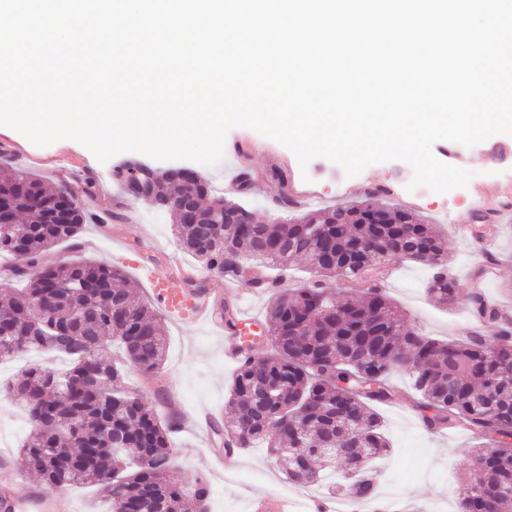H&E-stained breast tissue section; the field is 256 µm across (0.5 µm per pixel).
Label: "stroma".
<instances>
[{
  "label": "stroma",
  "instance_id": "35a3bbf8",
  "mask_svg": "<svg viewBox=\"0 0 512 512\" xmlns=\"http://www.w3.org/2000/svg\"><path fill=\"white\" fill-rule=\"evenodd\" d=\"M39 152L59 157L56 171L30 168L15 157L0 158V168L33 172L49 190L71 186L85 213L100 218L99 223H85L74 240L54 247L50 259L85 257L120 269L126 288L146 300L151 291L142 267L151 262L167 272L171 288H184L181 272L196 261L181 248L173 232L172 213L157 209L147 199L125 195L116 175L126 163L148 161L146 155L124 152L102 163L85 146L69 139L40 147ZM458 153V167L470 171L472 177L467 186L445 193L424 186L410 188L413 172L402 161L373 164L355 177L346 176L341 167L323 157L303 167L287 147L245 127L228 133L219 164L193 161L189 167L209 183L212 195L228 200L237 199L238 187L226 182V171L236 166L254 173L247 205L255 221L262 224H285L382 189L383 203L412 210L441 234L448 272L460 297L481 292L512 316V135L497 134L473 147H461ZM151 164L161 172L175 166L171 160ZM277 167L288 169L293 194L309 193L308 201L296 202L290 210L281 208L282 186L270 175ZM388 269L379 285L408 328L441 340L462 339L476 331L496 335V324L476 323L465 306L446 308L430 298L429 267L401 260L391 262ZM164 327L167 352L162 370L146 377L128 369L126 385L163 419L176 423L182 415L208 409L217 424H227L230 413L225 400L236 369L225 364L220 339L206 327L189 330L170 320ZM45 359V354L31 353L25 361L0 365V452L17 454L29 431L23 400L5 395L3 389L17 377L23 362ZM388 383L392 400L374 407L390 445L378 462L380 501L426 510L438 503L443 512H458V488L472 469L471 434L444 436L428 430L412 406L410 378L403 368H394ZM220 439V434L196 430L173 435L178 453L171 480L180 483L203 477L209 488V512H247L252 494L284 493L289 481L263 449L239 451V463L230 471L211 465L207 448Z\"/></svg>",
  "mask_w": 512,
  "mask_h": 512
}]
</instances>
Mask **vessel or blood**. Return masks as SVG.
Instances as JSON below:
<instances>
[{"label": "vessel or blood", "mask_w": 512, "mask_h": 512, "mask_svg": "<svg viewBox=\"0 0 512 512\" xmlns=\"http://www.w3.org/2000/svg\"><path fill=\"white\" fill-rule=\"evenodd\" d=\"M145 275L164 314L186 326H205L223 336L225 362L240 363L251 330L261 325L253 313L237 306L234 315L237 328L227 330L210 292L198 287L197 273L188 272L190 285L180 290L170 288L166 275L156 267H146ZM0 512H57L55 499L34 493L14 477L12 459L5 454L0 455ZM250 512H297V505L291 499L267 493L252 498Z\"/></svg>", "instance_id": "obj_1"}]
</instances>
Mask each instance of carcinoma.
Segmentation results:
<instances>
[{"instance_id": "1", "label": "carcinoma", "mask_w": 512, "mask_h": 512, "mask_svg": "<svg viewBox=\"0 0 512 512\" xmlns=\"http://www.w3.org/2000/svg\"><path fill=\"white\" fill-rule=\"evenodd\" d=\"M126 191L141 185L153 194L174 193L193 206L198 223L173 211L182 248L206 269L230 279L240 271L224 263V248L240 258L284 268L303 258L318 280L284 291L269 304L266 328L270 350L248 354L239 365L228 397L233 429L227 448L267 442L288 480L322 481L336 469L326 449H336L343 480L331 491L369 503L376 499L373 462L389 445L372 403L391 400L385 384L395 367L408 369L417 395L414 407L430 430L465 422L477 442L472 462L485 469L482 485L468 480L459 492L458 512H512V318L477 292L467 304L482 320L499 325L490 341L479 332L442 341L405 327L389 298L368 283L384 272L383 255L434 269L427 291L440 305L454 307L456 282L443 261L438 233L406 210L393 211L369 197L323 215L290 224H211L219 206L249 209L210 197L208 183L182 168L158 172L135 163L126 167ZM0 195L21 224L0 226V254L13 259L15 288L0 282L5 299L0 320L21 323L23 335L0 338V362L44 348L69 358L57 373L41 365L22 369L8 392L25 401L30 433L18 450L23 474H36L51 489L95 487L118 509L182 512L194 499L206 512L207 485L199 478L173 484L169 428L134 392L122 386V367L112 361L119 344L130 365L142 372L161 368L167 348L164 326L147 303L117 286L123 274L111 266L77 258L55 264L44 254L74 239L86 223L76 192L48 191L22 173L0 174ZM210 197L208 204L201 200ZM344 223L338 224V218ZM369 287L354 301L333 284ZM98 333L75 351L58 343L78 313Z\"/></svg>"}]
</instances>
